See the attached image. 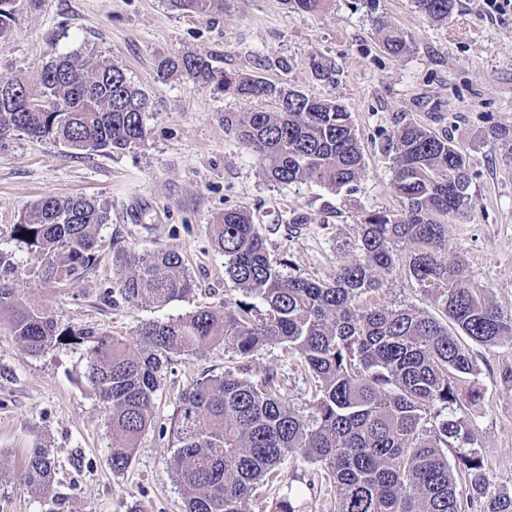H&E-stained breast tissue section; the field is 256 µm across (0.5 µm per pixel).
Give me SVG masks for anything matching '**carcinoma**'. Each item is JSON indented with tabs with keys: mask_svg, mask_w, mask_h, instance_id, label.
Segmentation results:
<instances>
[{
	"mask_svg": "<svg viewBox=\"0 0 512 512\" xmlns=\"http://www.w3.org/2000/svg\"><path fill=\"white\" fill-rule=\"evenodd\" d=\"M19 0H0V40L17 22ZM175 11L207 18L224 0H168ZM316 13L328 0H286ZM454 0H415L434 22H446ZM383 45L394 57L412 40L386 20ZM163 79L180 76L211 84L224 96L273 98L274 110L224 113V128L257 155L276 184L314 182L354 191L364 165L348 108L262 78L217 71L208 55L158 62ZM24 95L0 93V146L17 133L50 137L75 151L123 150L148 135L145 92L125 71L98 54H55L34 80L0 77ZM400 211L359 215V254L327 281L285 275L286 261L272 259L253 214L229 208L212 225L225 272L244 299L224 297L176 319L139 330L140 348L99 328L61 325L32 304L16 284V254L0 249V318L25 353L39 356L71 340L88 346L86 378L112 430L111 465L124 472L154 419L160 372L176 358L221 344L248 358L270 343L286 344L314 379L311 413L299 414L280 398L283 379L272 373L254 383L226 371L204 377L179 398L172 436L176 481L186 512H243L263 483L281 477L290 456L327 472L336 489L333 512H462L457 477H467L481 512H512V493L489 491L476 437L454 405L478 394V374L463 341L495 347L512 343V316L484 296L463 266L448 259V220L471 204L466 157L448 135L405 123L387 138ZM111 220L93 197L48 195L33 203L11 237L36 254L41 277L67 284L96 264L99 231ZM33 236H28V233ZM409 247L408 274L443 319L410 307L361 305L381 289L379 276L396 268L397 250ZM117 279L103 292L112 302L166 304L193 294L194 282L173 250L117 252ZM262 301L260 318L249 298ZM454 449V463L448 449ZM56 465L35 444L17 481L46 512H76L55 490Z\"/></svg>",
	"mask_w": 512,
	"mask_h": 512,
	"instance_id": "carcinoma-1",
	"label": "carcinoma"
}]
</instances>
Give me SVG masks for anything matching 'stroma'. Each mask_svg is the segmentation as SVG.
I'll return each instance as SVG.
<instances>
[{"label":"stroma","mask_w":512,"mask_h":512,"mask_svg":"<svg viewBox=\"0 0 512 512\" xmlns=\"http://www.w3.org/2000/svg\"><path fill=\"white\" fill-rule=\"evenodd\" d=\"M413 39L411 53L395 58L381 46L378 18ZM103 55L121 66L149 101L144 143L113 152L73 151L47 138L15 135L0 148V248L15 251L31 303L64 325L96 327L137 350L147 322L212 306L238 289L224 271L211 226L225 209L253 211L272 258L291 261L288 274L329 279L358 253L359 211H398L387 137L412 122L448 134L467 158L472 208L448 225V255L461 262L499 310L512 314V141L492 137L512 129V6L489 11L483 0H455L447 22L435 23L414 0H328L316 14L289 12L283 0H224L212 18L171 10L167 0H41L18 4L12 37L0 43V77L35 76L51 54ZM201 53L216 70L254 75L345 104L355 124L365 169L354 192L334 193L314 183L267 181L255 154L224 129L227 112L274 108L273 100L240 99L210 85L156 75L160 59ZM336 70L318 80L314 64ZM97 197L110 209L102 227L97 266L67 285L43 282L38 257L18 249L13 224L46 195ZM155 248L179 252L194 294L158 307L112 303L102 287L115 279V251ZM398 268L364 303L435 307ZM479 368V400L459 414L476 435L490 489L512 492V346L472 344ZM85 346L58 345L26 354L0 325V512H41L16 474L31 446L45 441L54 457L57 489L78 512H185L183 489L172 469L171 429L183 390L205 376L247 370L251 380L285 377L283 403L310 414L314 380L285 345L273 342L249 358L213 345L179 357L163 371L155 420L142 435L124 473L109 461L112 432L85 380ZM283 480L257 489L244 512H270L289 494L299 512H332L335 490L317 465L285 458Z\"/></svg>","instance_id":"stroma-1"}]
</instances>
